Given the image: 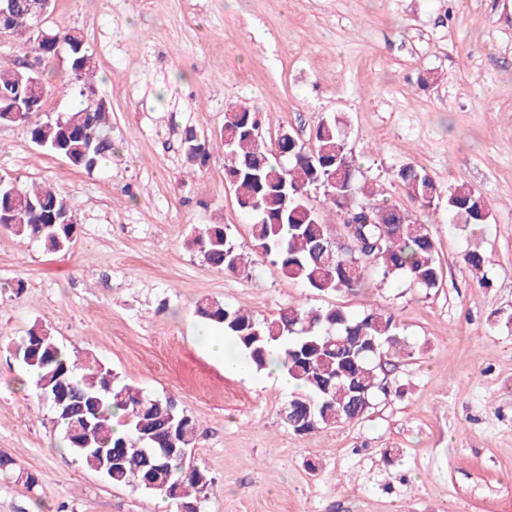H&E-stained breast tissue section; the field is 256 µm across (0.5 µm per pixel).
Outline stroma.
Instances as JSON below:
<instances>
[{
    "label": "stroma",
    "mask_w": 512,
    "mask_h": 512,
    "mask_svg": "<svg viewBox=\"0 0 512 512\" xmlns=\"http://www.w3.org/2000/svg\"><path fill=\"white\" fill-rule=\"evenodd\" d=\"M46 25L92 52L116 152L89 173L0 124V175L53 183L78 219L58 253L0 226V454L38 479L30 492L0 477V512H159L160 496L61 449L54 409L13 354L35 325L197 420L191 462L214 480L201 512H512V0H53ZM240 105L270 148L340 121L359 179L429 225L439 288L374 270L324 295L268 262L207 263L197 232L226 225L249 257L251 218L223 152L198 166L185 137L216 141ZM407 164L437 184L433 207L397 180ZM456 184L488 203V224L449 217ZM473 251L478 273L463 261ZM203 297L268 317L388 309L414 351L395 371L405 392L364 420L294 434L287 393L225 373L200 342Z\"/></svg>",
    "instance_id": "35a3bbf8"
}]
</instances>
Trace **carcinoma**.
<instances>
[{
	"label": "carcinoma",
	"instance_id": "obj_1",
	"mask_svg": "<svg viewBox=\"0 0 512 512\" xmlns=\"http://www.w3.org/2000/svg\"><path fill=\"white\" fill-rule=\"evenodd\" d=\"M50 35L48 42L23 40L20 49L50 58L65 47L67 69L52 86L18 60L0 64V123L24 126L36 146L92 172L114 154L110 107L94 96L95 62L81 36L63 28ZM31 78L40 81L44 95L56 87L73 93L77 103L54 116L35 111L19 119L10 116L19 87ZM258 126L256 113L235 107L224 123L232 142H220L224 178L233 180L239 206L255 219L252 238L258 260L270 261L289 280L323 294L363 287L370 266L378 267L385 279L404 276L420 288L439 287L441 266L428 225L410 219L397 205L373 200V192L357 177L337 122L320 123L308 147L291 139L281 145L279 155L288 158L286 164L253 135ZM397 178L420 207L433 205L438 197L435 183L422 169L405 166ZM317 190L323 207L343 218L356 249L343 248L309 205L306 195ZM65 200L51 186L26 187L8 177L0 187V213H7L14 234L37 239L52 252L68 248L76 231L74 224H50L46 218ZM448 213L464 224H487L490 218L481 195L463 184L448 189ZM192 245L209 264L228 274L246 267L222 224L205 225ZM197 313L222 327L234 349L245 351L256 368L277 355L297 381L283 419L297 435L367 418L379 398L400 394L402 384L391 376L392 367L412 357L395 316L379 307L352 314L335 306H296L261 318L206 298ZM13 350L34 377L40 399L51 400L59 388L70 393L71 415L61 410L58 421L64 426V449L86 469L114 486H136L174 503L199 505L206 498L212 478L187 472L176 457L167 461L163 475L150 476V467L159 463L152 449L169 447L171 433L177 434V447L195 445L198 424L172 398L123 383L96 361L82 363L75 350L63 354L43 327H31ZM115 408L125 411L126 430L119 437L112 428ZM109 454L115 458L110 471L101 467Z\"/></svg>",
	"mask_w": 512,
	"mask_h": 512
}]
</instances>
